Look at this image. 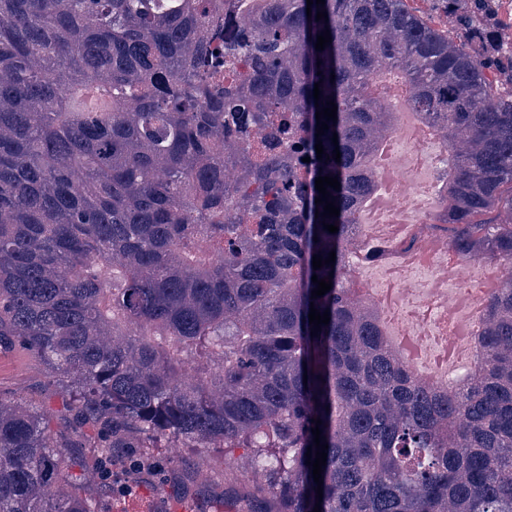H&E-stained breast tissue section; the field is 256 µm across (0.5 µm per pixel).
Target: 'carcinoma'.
Here are the masks:
<instances>
[{"label": "carcinoma", "mask_w": 512, "mask_h": 512, "mask_svg": "<svg viewBox=\"0 0 512 512\" xmlns=\"http://www.w3.org/2000/svg\"><path fill=\"white\" fill-rule=\"evenodd\" d=\"M422 2L0 0V343L69 378L101 456L134 434L249 448L282 512H512V23L504 0ZM393 70L446 141L434 226L505 271L481 362L446 388L349 285ZM314 275L332 286L313 298ZM312 307L330 317L315 336ZM85 470L41 412L0 400V512H102Z\"/></svg>", "instance_id": "cac0c4a2"}]
</instances>
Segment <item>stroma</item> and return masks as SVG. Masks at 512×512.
Returning <instances> with one entry per match:
<instances>
[{
    "instance_id": "35a3bbf8",
    "label": "stroma",
    "mask_w": 512,
    "mask_h": 512,
    "mask_svg": "<svg viewBox=\"0 0 512 512\" xmlns=\"http://www.w3.org/2000/svg\"><path fill=\"white\" fill-rule=\"evenodd\" d=\"M0 400L37 407L48 414L50 430L60 443L74 441L65 386L43 360L14 345L0 346ZM248 459L245 448H190L180 442L121 448L114 456L120 469L135 460L153 461L157 473L145 470L139 478L152 486L164 484L174 507L193 501L203 512H250L253 500L259 499L274 512L276 499Z\"/></svg>"
}]
</instances>
